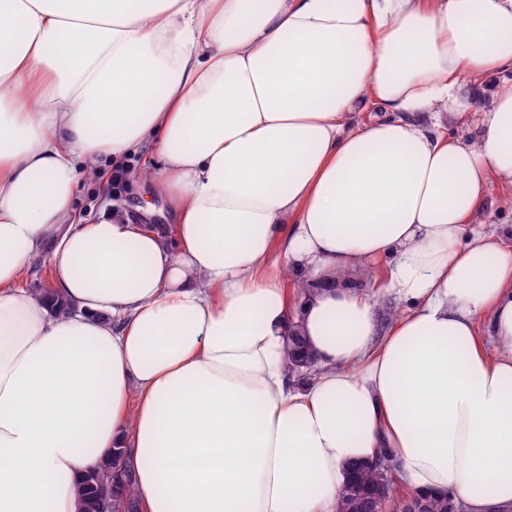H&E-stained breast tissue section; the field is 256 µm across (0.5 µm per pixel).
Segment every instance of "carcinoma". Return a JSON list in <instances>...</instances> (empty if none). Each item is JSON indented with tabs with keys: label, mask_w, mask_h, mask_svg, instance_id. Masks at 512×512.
Here are the masks:
<instances>
[{
	"label": "carcinoma",
	"mask_w": 512,
	"mask_h": 512,
	"mask_svg": "<svg viewBox=\"0 0 512 512\" xmlns=\"http://www.w3.org/2000/svg\"><path fill=\"white\" fill-rule=\"evenodd\" d=\"M288 374L297 382L310 378L315 359L306 349L301 336L289 337L287 351ZM133 469L124 452L110 454L106 462L88 472L79 489L81 512H101L105 499L126 501L135 509L132 494ZM397 467L365 464L348 477L338 499L337 512H408L414 500L423 502L424 512H461V506L448 493L423 492L403 495L397 491Z\"/></svg>",
	"instance_id": "obj_1"
}]
</instances>
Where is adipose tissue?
I'll return each mask as SVG.
<instances>
[{
	"instance_id": "adipose-tissue-1",
	"label": "adipose tissue",
	"mask_w": 512,
	"mask_h": 512,
	"mask_svg": "<svg viewBox=\"0 0 512 512\" xmlns=\"http://www.w3.org/2000/svg\"><path fill=\"white\" fill-rule=\"evenodd\" d=\"M510 71L512 0H0V512L117 448L142 512H336L379 457L512 508V85L468 104ZM133 151L171 235L72 207ZM483 209L487 223L512 226V189L492 187L483 199ZM50 266L46 260V258H40L33 263L31 268L24 275L22 285L24 288H28L33 293H39L36 289L39 288H50V290L46 291L47 294L51 292L52 281L51 276L49 275ZM51 272V270H50ZM288 374L294 381L307 380L313 375L315 359L306 349L302 336H289L287 351Z\"/></svg>"
}]
</instances>
